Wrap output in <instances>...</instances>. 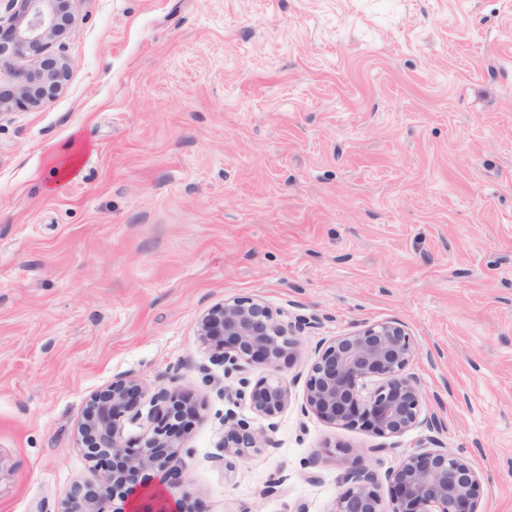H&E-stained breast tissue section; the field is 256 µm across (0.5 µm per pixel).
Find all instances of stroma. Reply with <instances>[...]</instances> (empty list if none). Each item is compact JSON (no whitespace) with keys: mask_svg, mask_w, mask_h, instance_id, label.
I'll return each instance as SVG.
<instances>
[{"mask_svg":"<svg viewBox=\"0 0 512 512\" xmlns=\"http://www.w3.org/2000/svg\"><path fill=\"white\" fill-rule=\"evenodd\" d=\"M65 90L0 115V512H60L77 424L119 375L177 371L198 512H329L345 445L378 475L440 439L512 512V0H67ZM75 142L77 173L52 156ZM307 319L269 420L196 336L236 297ZM395 320L424 420L301 412L325 340ZM271 445L225 469L227 411ZM286 475L279 493L259 491Z\"/></svg>","mask_w":512,"mask_h":512,"instance_id":"1","label":"stroma"}]
</instances>
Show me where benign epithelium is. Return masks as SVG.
<instances>
[{"label": "benign epithelium", "mask_w": 512, "mask_h": 512, "mask_svg": "<svg viewBox=\"0 0 512 512\" xmlns=\"http://www.w3.org/2000/svg\"><path fill=\"white\" fill-rule=\"evenodd\" d=\"M11 14L0 20V112L38 108L59 95L70 72L63 40L76 20H62L61 0H8ZM60 47L52 52L53 46ZM280 313L251 297H236L209 307L198 319L196 335L209 361L224 375L246 365L278 371L299 355V337L308 322L279 319ZM417 343L395 320L364 323L318 347V358L306 380L304 410L326 423L360 427L378 437H397L420 423L421 394L406 373ZM371 378L379 385L363 397L359 387ZM168 376L142 413L143 386L133 377H118L87 400L79 423L87 459L112 456V472L75 482L61 512H190L191 482L183 450L199 407ZM235 398L249 403L259 416L273 419L288 408L291 392L278 377L255 383L239 381ZM141 419L147 426L134 437L126 424ZM234 424L224 434V456L244 459L260 444L271 445L263 432L251 430L232 412ZM389 499H383L377 476L354 458L329 512H482L481 474L467 458L451 453L434 436L405 454L386 477Z\"/></svg>", "instance_id": "obj_1"}]
</instances>
